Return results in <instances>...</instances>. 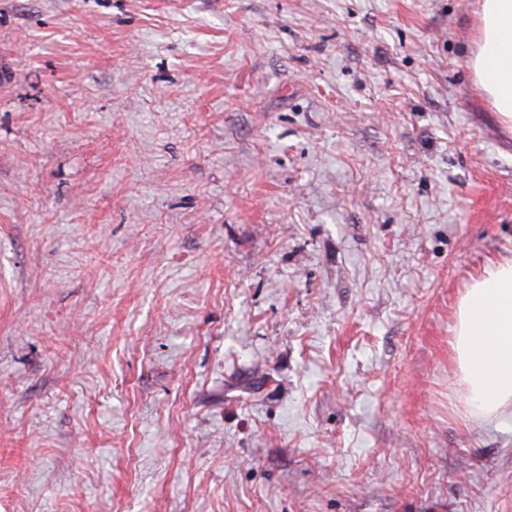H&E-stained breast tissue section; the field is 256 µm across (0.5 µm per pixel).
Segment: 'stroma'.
<instances>
[{"instance_id": "1", "label": "stroma", "mask_w": 512, "mask_h": 512, "mask_svg": "<svg viewBox=\"0 0 512 512\" xmlns=\"http://www.w3.org/2000/svg\"><path fill=\"white\" fill-rule=\"evenodd\" d=\"M477 0H0V512H512L448 341L512 259Z\"/></svg>"}]
</instances>
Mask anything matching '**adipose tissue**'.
I'll return each mask as SVG.
<instances>
[{
  "label": "adipose tissue",
  "instance_id": "obj_1",
  "mask_svg": "<svg viewBox=\"0 0 512 512\" xmlns=\"http://www.w3.org/2000/svg\"><path fill=\"white\" fill-rule=\"evenodd\" d=\"M479 40L468 64L504 125L512 126V0H479ZM471 414L512 411V260L473 279L450 341Z\"/></svg>",
  "mask_w": 512,
  "mask_h": 512
}]
</instances>
